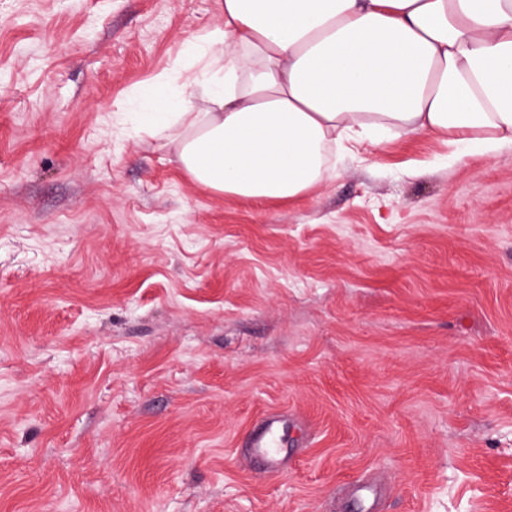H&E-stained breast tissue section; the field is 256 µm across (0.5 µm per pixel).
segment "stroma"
<instances>
[{"label": "stroma", "instance_id": "1", "mask_svg": "<svg viewBox=\"0 0 512 512\" xmlns=\"http://www.w3.org/2000/svg\"><path fill=\"white\" fill-rule=\"evenodd\" d=\"M223 24L0 0V512H512V148L376 134L302 199L215 194L138 117ZM286 446L283 426L279 420L270 418L253 432L247 459L261 464L268 471H276L281 464L282 448Z\"/></svg>", "mask_w": 512, "mask_h": 512}]
</instances>
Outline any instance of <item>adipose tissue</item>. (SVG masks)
I'll return each instance as SVG.
<instances>
[{"label":"adipose tissue","instance_id":"ef3b65f1","mask_svg":"<svg viewBox=\"0 0 512 512\" xmlns=\"http://www.w3.org/2000/svg\"><path fill=\"white\" fill-rule=\"evenodd\" d=\"M195 52L200 101L140 123L216 194L301 198L375 131L512 148V0H224Z\"/></svg>","mask_w":512,"mask_h":512}]
</instances>
